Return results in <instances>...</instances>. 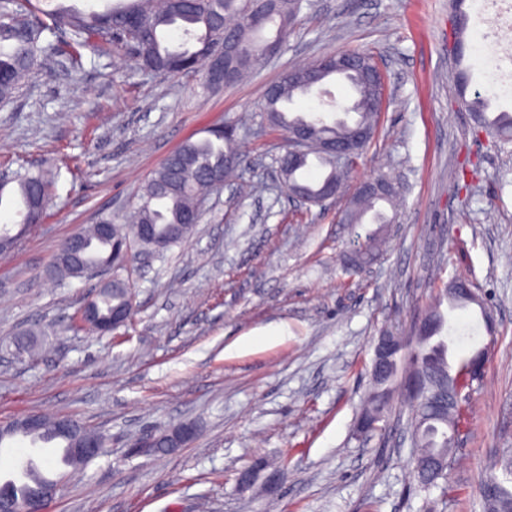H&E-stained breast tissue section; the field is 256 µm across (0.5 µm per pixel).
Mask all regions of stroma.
<instances>
[{"instance_id":"stroma-1","label":"stroma","mask_w":512,"mask_h":512,"mask_svg":"<svg viewBox=\"0 0 512 512\" xmlns=\"http://www.w3.org/2000/svg\"><path fill=\"white\" fill-rule=\"evenodd\" d=\"M467 4L471 89L512 112L483 40L490 16L483 0ZM450 38L449 0H304L280 53L217 93H204L202 74H155L91 47L79 69L41 61L0 106V175L60 174L48 217L0 259V422L69 416L107 439L65 471L52 512H484L481 483L505 479L499 463L512 457V144L473 133L450 88ZM354 50L381 64L388 106L344 192L382 173L399 187L386 248L361 270L346 263L357 227L342 222V203L289 202L276 174L287 143L264 124L265 90L283 70ZM245 117L247 190L214 191L183 244L133 263L126 326L73 331L97 290L49 278L60 243L103 216L123 223L185 140ZM455 276L481 303L453 311L463 339L452 352L492 350L442 498L415 490L401 401L385 432L364 439L357 423L375 340L409 335ZM183 422L197 427L185 448L130 454ZM257 463L284 467L275 492L238 488Z\"/></svg>"}]
</instances>
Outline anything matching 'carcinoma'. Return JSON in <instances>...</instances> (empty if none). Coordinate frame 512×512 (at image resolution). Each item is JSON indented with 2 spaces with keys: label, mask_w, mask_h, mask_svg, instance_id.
Listing matches in <instances>:
<instances>
[{
  "label": "carcinoma",
  "mask_w": 512,
  "mask_h": 512,
  "mask_svg": "<svg viewBox=\"0 0 512 512\" xmlns=\"http://www.w3.org/2000/svg\"><path fill=\"white\" fill-rule=\"evenodd\" d=\"M43 0H0V102L9 101L28 78L37 60L42 56H63L70 67L83 65V50L105 36L112 37V46L133 57L140 68L179 74L185 70L203 68L202 56L224 54V38L232 33L240 46L239 53L225 61V79L215 82L205 79L203 89L215 92L246 77L263 60L262 47L267 38L264 30L269 26L288 32L302 8L301 0H274L270 4L261 0H113L104 9L61 7L52 12L41 9ZM457 15L456 39L460 50L454 57L455 69L450 81L456 97L473 116L474 132H485L505 141L512 137V113L499 112L489 116L488 99L476 94L467 98L471 81L466 33L469 13L466 0H452ZM176 29L182 42L173 45L167 33ZM64 33L68 39L55 43L47 35ZM308 68L294 69L291 77L282 78L276 88L277 98H265L270 126L289 133L300 126L313 128L314 136L345 138L356 126H376L378 110L375 92L367 85L349 81L354 94V116L343 120L326 121L321 116L291 115L284 104L296 95H306L303 87ZM227 131H221V128ZM215 125L210 137L199 141H186L170 155L148 178L140 194V202L129 224L115 225V235L110 241L97 239V225L80 231L89 240L85 253L76 261L55 258V276L72 277L79 264L108 266L112 249H121L133 236L138 224H152L155 233L150 238H137L140 249L167 250L182 243L193 229L176 226L187 215L195 213L200 198L211 192L204 174L210 173L225 180L234 176L241 165L237 153V127L233 124ZM327 169L321 180L313 182L306 173L312 166ZM349 168L338 166L318 151H313L300 161L288 155L280 158V176L284 186H299L309 194H316L328 180L342 181ZM20 196L22 209L16 211L19 223L43 221L49 201L58 191V175L52 171L17 173L10 178H0V199L5 192ZM377 198L361 197L351 210L354 223L362 222L364 215L374 212L373 221L383 223V212L375 209ZM367 251L360 255L361 264L374 259L382 245L379 231L364 237ZM128 288H115L100 296V312L111 307L128 304ZM477 356L472 352L448 365V348L444 343H427L404 357L402 374H424L430 380L426 397L405 402L411 413L409 431H418L415 447L418 453L412 459V470L418 486L426 492L440 490L446 496V478L434 477L419 470L427 457L449 454L455 445L454 435L448 428L459 430L462 405L453 410L437 408L430 398L439 389L452 387L459 391L472 386L470 365ZM392 396L391 383L382 384L370 392L363 402L361 415L376 416L383 420ZM480 496L487 512H512V488L495 479L485 481Z\"/></svg>",
  "instance_id": "carcinoma-1"
}]
</instances>
